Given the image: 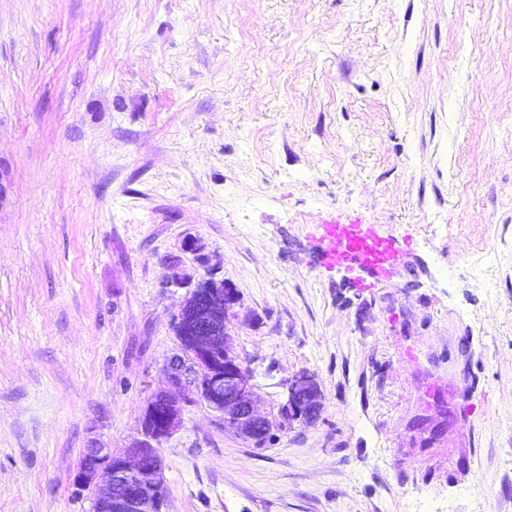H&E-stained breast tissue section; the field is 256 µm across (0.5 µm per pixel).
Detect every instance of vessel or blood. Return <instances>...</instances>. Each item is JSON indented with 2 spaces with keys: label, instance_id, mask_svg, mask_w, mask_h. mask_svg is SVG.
Masks as SVG:
<instances>
[{
  "label": "vessel or blood",
  "instance_id": "1",
  "mask_svg": "<svg viewBox=\"0 0 512 512\" xmlns=\"http://www.w3.org/2000/svg\"><path fill=\"white\" fill-rule=\"evenodd\" d=\"M319 230L327 262L382 275L399 262L402 248L393 239L382 236L373 224H323Z\"/></svg>",
  "mask_w": 512,
  "mask_h": 512
}]
</instances>
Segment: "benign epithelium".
Returning <instances> with one entry per match:
<instances>
[{
	"label": "benign epithelium",
	"instance_id": "1",
	"mask_svg": "<svg viewBox=\"0 0 512 512\" xmlns=\"http://www.w3.org/2000/svg\"><path fill=\"white\" fill-rule=\"evenodd\" d=\"M239 303L238 290L212 274L193 285L174 323L180 353L166 363L168 389L144 409L143 439L120 451L92 446L82 455L74 484L95 485L96 512H163L164 466L155 445L180 426L190 400L204 402L254 444L270 440L273 423L260 412L251 371L231 346L228 323ZM286 385L288 419L313 420L320 409L314 380L300 375Z\"/></svg>",
	"mask_w": 512,
	"mask_h": 512
}]
</instances>
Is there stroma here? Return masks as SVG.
Returning a JSON list of instances; mask_svg holds the SVG:
<instances>
[{
	"mask_svg": "<svg viewBox=\"0 0 512 512\" xmlns=\"http://www.w3.org/2000/svg\"><path fill=\"white\" fill-rule=\"evenodd\" d=\"M325 220L390 276L324 264ZM173 259L240 293L274 436L187 403L164 512H512V0H0V512H94L85 448L139 439L178 350ZM329 263L349 266L376 276L388 273L399 262L402 248L382 236L374 224H317ZM289 420L311 421L320 409V394L314 380L308 375L296 376L286 382Z\"/></svg>",
	"mask_w": 512,
	"mask_h": 512,
	"instance_id": "obj_1",
	"label": "stroma"
}]
</instances>
